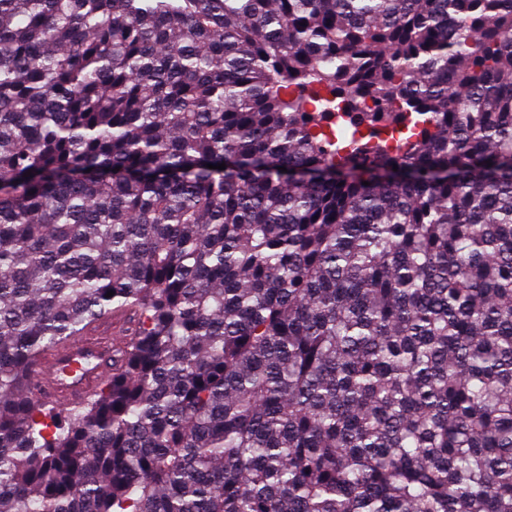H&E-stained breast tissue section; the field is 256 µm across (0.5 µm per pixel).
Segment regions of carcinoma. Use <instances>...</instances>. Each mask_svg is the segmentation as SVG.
Returning <instances> with one entry per match:
<instances>
[{"label":"carcinoma","mask_w":512,"mask_h":512,"mask_svg":"<svg viewBox=\"0 0 512 512\" xmlns=\"http://www.w3.org/2000/svg\"><path fill=\"white\" fill-rule=\"evenodd\" d=\"M0 512H512V0H0ZM129 318L112 316L88 325L80 335L50 351L42 360L39 387L45 400L52 404H75L96 392L103 380L105 367L82 353L112 351V343L127 335ZM69 370V377L63 375Z\"/></svg>","instance_id":"obj_1"}]
</instances>
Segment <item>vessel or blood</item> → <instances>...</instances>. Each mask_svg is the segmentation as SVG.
Listing matches in <instances>:
<instances>
[{
    "label": "vessel or blood",
    "mask_w": 512,
    "mask_h": 512,
    "mask_svg": "<svg viewBox=\"0 0 512 512\" xmlns=\"http://www.w3.org/2000/svg\"><path fill=\"white\" fill-rule=\"evenodd\" d=\"M128 319L107 318L88 325L80 335L50 351L42 360L39 387L47 402L75 404L96 392L104 370L94 367L89 356L111 349L127 335Z\"/></svg>",
    "instance_id": "1"
}]
</instances>
